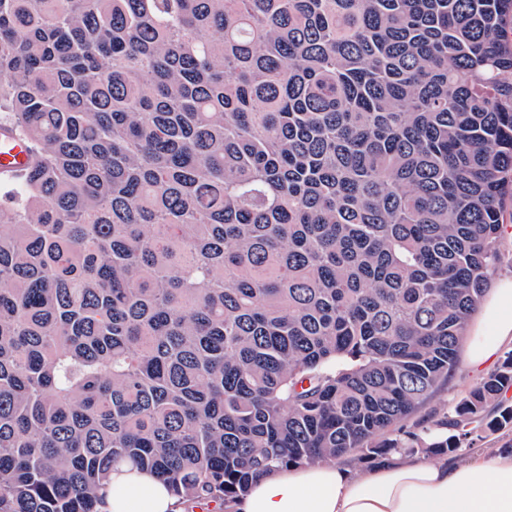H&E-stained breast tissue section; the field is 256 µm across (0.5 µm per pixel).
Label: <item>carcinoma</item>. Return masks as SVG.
<instances>
[{
	"mask_svg": "<svg viewBox=\"0 0 512 512\" xmlns=\"http://www.w3.org/2000/svg\"><path fill=\"white\" fill-rule=\"evenodd\" d=\"M0 512L121 463L257 475L512 427V354L429 444L512 197V0H0ZM27 160L25 144L14 135L0 130V181L4 184L13 182L23 173Z\"/></svg>",
	"mask_w": 512,
	"mask_h": 512,
	"instance_id": "1",
	"label": "carcinoma"
}]
</instances>
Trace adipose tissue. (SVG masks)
<instances>
[{"label":"adipose tissue","mask_w":512,"mask_h":512,"mask_svg":"<svg viewBox=\"0 0 512 512\" xmlns=\"http://www.w3.org/2000/svg\"><path fill=\"white\" fill-rule=\"evenodd\" d=\"M492 334H485V327ZM467 360L479 367L512 343V277L484 301ZM124 495H107L109 512H183L168 485L122 464L112 472ZM232 512H512V448L478 453L467 462L409 458L382 462L355 477L336 464L277 467L257 476Z\"/></svg>","instance_id":"adipose-tissue-1"}]
</instances>
